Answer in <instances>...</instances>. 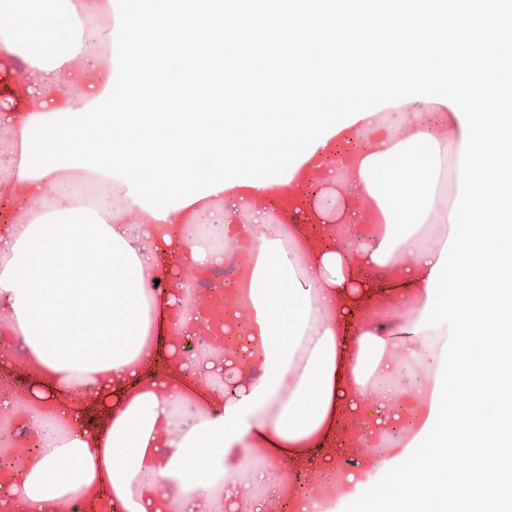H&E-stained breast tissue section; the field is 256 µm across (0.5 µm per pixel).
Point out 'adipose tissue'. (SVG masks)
Returning <instances> with one entry per match:
<instances>
[{
    "label": "adipose tissue",
    "instance_id": "adipose-tissue-1",
    "mask_svg": "<svg viewBox=\"0 0 512 512\" xmlns=\"http://www.w3.org/2000/svg\"><path fill=\"white\" fill-rule=\"evenodd\" d=\"M502 46L512 0H68L62 13L0 0V61L23 62L0 113V197L19 214L0 237V307L42 385L21 423L65 409L77 374L122 392L104 428L44 436L9 474L13 512L72 493L103 512L154 497L187 512L233 490L251 453L265 462L255 485L277 486L335 447L397 355L427 346L435 366L405 393L397 452L361 459L379 481L345 479L350 512H512V81L485 75L504 71ZM414 100L431 111L408 140L360 146L381 110ZM349 153L382 219L374 247L321 224L269 228L263 200L300 210L316 172ZM450 155L456 196L431 245ZM227 198L255 211L224 216L246 267L214 328L245 319L261 375L229 393L197 375L140 385V365L197 328L171 257L208 272L200 219ZM387 266L412 320L355 326L370 271ZM175 400L204 409L180 434Z\"/></svg>",
    "mask_w": 512,
    "mask_h": 512
}]
</instances>
